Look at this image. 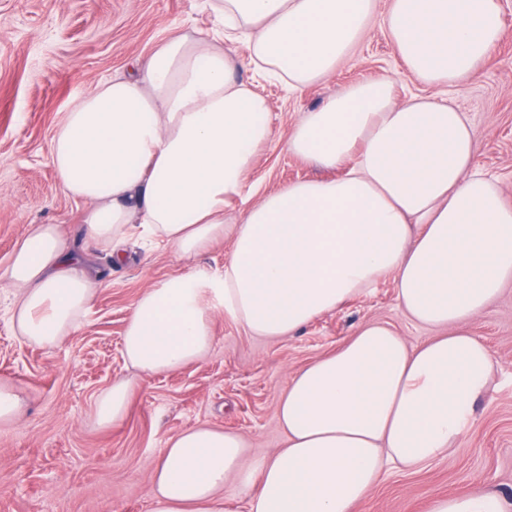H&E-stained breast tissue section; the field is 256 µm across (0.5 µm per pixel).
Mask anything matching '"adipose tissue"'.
I'll list each match as a JSON object with an SVG mask.
<instances>
[{
	"label": "adipose tissue",
	"mask_w": 512,
	"mask_h": 512,
	"mask_svg": "<svg viewBox=\"0 0 512 512\" xmlns=\"http://www.w3.org/2000/svg\"><path fill=\"white\" fill-rule=\"evenodd\" d=\"M221 33L178 31L148 58L78 97L58 124L49 162L83 211L90 240L118 252L130 225L184 258L230 235L224 273L149 285L123 334L145 375L205 358L222 312L277 340L337 311L381 278L413 323V345L388 325H361L336 351L289 373L277 407L285 446L248 460L238 433L208 425L170 436L152 464V512H355L388 470L416 471L468 433L476 400L496 384L476 318L512 287V206L475 167V128L450 101L396 97L391 77L350 85L293 124L289 152L328 170L260 192L257 154L273 137L265 99L240 82L225 42L247 33L251 62L292 90L349 58L376 0H213ZM385 25L408 72L442 90L477 76L500 40V0H391ZM0 284L9 322L52 349L78 327L95 280L59 225H29ZM135 382L98 396L110 426ZM429 512H505L483 491L435 497Z\"/></svg>",
	"instance_id": "ef3b65f1"
}]
</instances>
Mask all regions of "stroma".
Instances as JSON below:
<instances>
[{"label": "stroma", "mask_w": 512, "mask_h": 512, "mask_svg": "<svg viewBox=\"0 0 512 512\" xmlns=\"http://www.w3.org/2000/svg\"><path fill=\"white\" fill-rule=\"evenodd\" d=\"M499 43L477 78L445 90L476 131L475 163L498 181L512 205V0H501ZM216 26L210 0H0V266L32 224L60 225L68 247L85 258L98 282L77 330L47 350L13 335L0 290V382L20 387L24 412L0 426V512H151L150 464L167 439L196 424L243 434L254 457L285 444L277 406L284 380L334 351L362 324L389 325L416 344L431 331L399 310L391 278L339 311L295 334L268 340L216 313L213 346L202 361L150 377L126 366L122 336L141 290L175 274L224 272L230 237L193 259L131 234L122 260L90 241L81 211L48 162L56 126L72 101L98 82L124 73L168 31L208 33ZM232 51L239 78L268 103L274 138L258 153L261 190L318 176L288 152L300 113L357 82L391 75L397 96L433 95L406 69L378 20L352 56L320 83L291 92L250 66V43ZM473 333L497 364V386L474 406L458 448L417 472L389 471L357 512H428L439 495L495 490L512 512V288L475 319ZM119 377L136 379L125 418L98 426L94 403Z\"/></svg>", "instance_id": "35a3bbf8"}]
</instances>
